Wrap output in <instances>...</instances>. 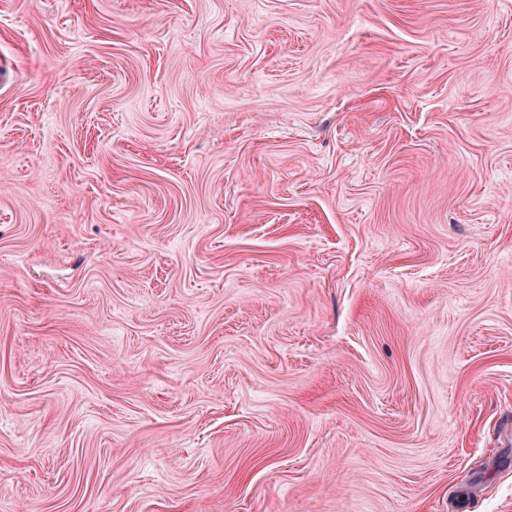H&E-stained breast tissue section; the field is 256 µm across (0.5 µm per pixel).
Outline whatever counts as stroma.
<instances>
[{
	"mask_svg": "<svg viewBox=\"0 0 512 512\" xmlns=\"http://www.w3.org/2000/svg\"><path fill=\"white\" fill-rule=\"evenodd\" d=\"M0 512H512V0H0Z\"/></svg>",
	"mask_w": 512,
	"mask_h": 512,
	"instance_id": "stroma-1",
	"label": "stroma"
}]
</instances>
